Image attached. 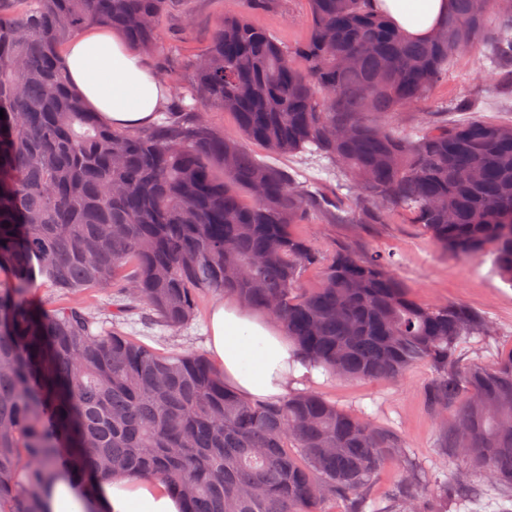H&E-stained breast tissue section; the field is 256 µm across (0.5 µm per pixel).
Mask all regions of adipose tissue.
I'll use <instances>...</instances> for the list:
<instances>
[{
    "instance_id": "1",
    "label": "adipose tissue",
    "mask_w": 512,
    "mask_h": 512,
    "mask_svg": "<svg viewBox=\"0 0 512 512\" xmlns=\"http://www.w3.org/2000/svg\"><path fill=\"white\" fill-rule=\"evenodd\" d=\"M375 9L412 39L427 38L453 0H376ZM72 85L108 124L136 129L150 124L167 104V92L143 53L119 36L86 29L62 52ZM208 351L224 381L247 399L270 400L290 387L320 377L282 330L240 305H216L209 317ZM44 512H184V502L165 482L115 475L82 483L68 464L43 489Z\"/></svg>"
}]
</instances>
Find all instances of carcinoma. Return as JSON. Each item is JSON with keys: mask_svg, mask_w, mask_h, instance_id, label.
Instances as JSON below:
<instances>
[{"mask_svg": "<svg viewBox=\"0 0 512 512\" xmlns=\"http://www.w3.org/2000/svg\"><path fill=\"white\" fill-rule=\"evenodd\" d=\"M258 1L275 2L241 0L224 16L179 96L138 131L89 109L61 49L97 26L161 54L170 0L0 10V512H44L63 446L83 449L74 468L94 478L172 485L186 512H327L336 499L343 512H449L454 497L482 496L450 472L420 497L422 468L393 432L314 390L246 400L204 355L164 353L124 330L132 310L150 329L186 328L206 294L269 314L333 378L431 367L427 401L445 447L512 490V352L451 369L458 344L490 323L417 303L389 255L323 252L295 233L321 200L245 147L328 160L349 172L359 218L402 210L512 286V124L476 117L414 137L391 126L448 78L460 51L487 43V62L512 64V0H454L425 40L391 27L371 0H308L307 36L291 47L250 22ZM212 107L236 116L237 135L211 126ZM38 282L60 295L109 292L113 311L34 307ZM461 385L469 395L458 405ZM391 458L403 459L400 489L372 505L366 491Z\"/></svg>", "mask_w": 512, "mask_h": 512, "instance_id": "1", "label": "carcinoma"}]
</instances>
